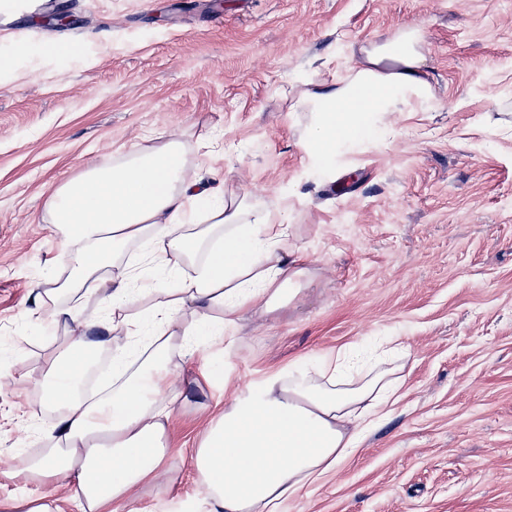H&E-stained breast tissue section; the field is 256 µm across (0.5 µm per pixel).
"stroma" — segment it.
I'll return each instance as SVG.
<instances>
[{
    "instance_id": "stroma-1",
    "label": "stroma",
    "mask_w": 512,
    "mask_h": 512,
    "mask_svg": "<svg viewBox=\"0 0 512 512\" xmlns=\"http://www.w3.org/2000/svg\"><path fill=\"white\" fill-rule=\"evenodd\" d=\"M0 0V512L63 490L24 485L37 449V291L63 247L43 208L54 185L162 135L220 139L196 169L286 201L300 292L246 313L234 344L180 363L169 487L137 512H205L196 436L229 394L336 350L397 337L403 377L386 415L336 472L282 512H512V0ZM424 28L440 107L394 114L378 140L322 172L283 77L344 76L354 54Z\"/></svg>"
}]
</instances>
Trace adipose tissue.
<instances>
[{
    "label": "adipose tissue",
    "mask_w": 512,
    "mask_h": 512,
    "mask_svg": "<svg viewBox=\"0 0 512 512\" xmlns=\"http://www.w3.org/2000/svg\"><path fill=\"white\" fill-rule=\"evenodd\" d=\"M423 44L421 28L403 29L360 48L345 76L299 91L292 109L307 115L308 153L327 160L382 135L389 113L435 111ZM204 158L202 143L161 136L46 197L67 270L38 294L40 323L56 336L42 357L40 407L56 423L35 429L48 450L23 474L65 485L81 512H125L139 488L166 485L179 358L206 336L234 342L244 312L297 294L284 205L226 191L217 174L201 182L193 170ZM93 297L94 316L84 307ZM96 325L105 338L90 337ZM395 352L385 344L362 363L341 349L236 394L190 456L208 512H280L335 470L355 452L360 423L400 387Z\"/></svg>",
    "instance_id": "obj_1"
}]
</instances>
